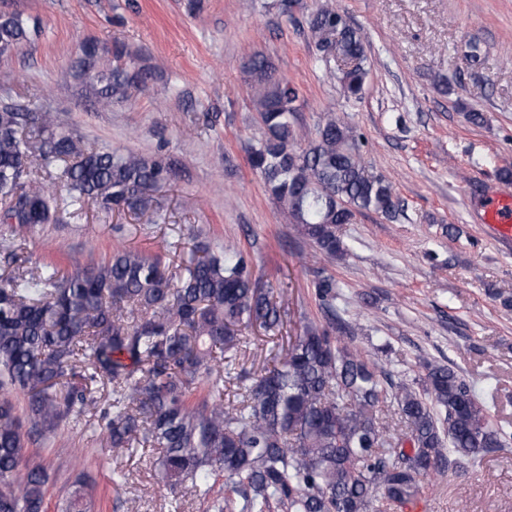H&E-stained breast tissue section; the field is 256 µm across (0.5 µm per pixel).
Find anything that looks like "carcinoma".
I'll return each mask as SVG.
<instances>
[{
	"label": "carcinoma",
	"mask_w": 512,
	"mask_h": 512,
	"mask_svg": "<svg viewBox=\"0 0 512 512\" xmlns=\"http://www.w3.org/2000/svg\"><path fill=\"white\" fill-rule=\"evenodd\" d=\"M308 31L344 96L362 98L366 44L345 12L318 7ZM34 32L22 15L0 13V57ZM113 56L105 63L87 40L75 61L83 95L103 108L152 90L149 69L123 62L121 48ZM245 71L264 127L249 164L331 262L345 251L337 226L369 213L396 215L393 185L370 171L362 135L332 112L315 139L299 144V91L269 57L252 54ZM34 154L43 168L61 169L71 206L95 199L107 209L143 211L173 176L160 158L88 148L50 112L1 105L0 199L10 203L15 264L26 234L58 221V189L29 178ZM339 288L331 276L316 283L336 326L304 325L283 362L240 376L242 399L226 406L224 362L239 348V327L274 334L284 316L274 289L253 276L235 246H200L174 272L157 257L123 249L74 273L50 263L35 277L1 281L0 512H43L48 475L26 458V438H50L89 407L100 409L112 453L147 452L157 481L174 495L205 499L212 477L224 474L217 512H369L378 490L384 504L405 506L424 477L475 465L512 441L452 367L425 362L421 394L343 343L338 334L355 326L336 314ZM390 407L400 416L397 433L383 417ZM86 486L76 479L61 512H90Z\"/></svg>",
	"instance_id": "obj_1"
}]
</instances>
